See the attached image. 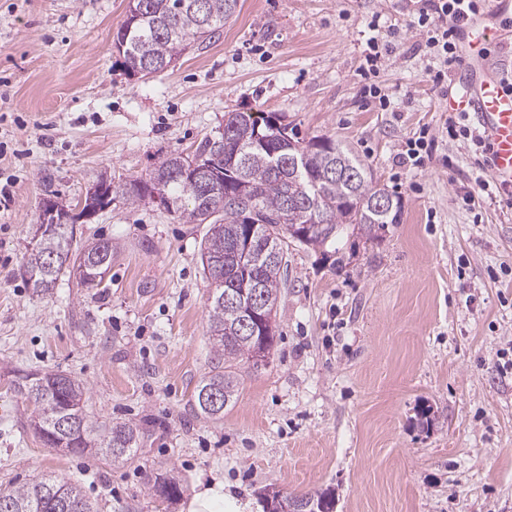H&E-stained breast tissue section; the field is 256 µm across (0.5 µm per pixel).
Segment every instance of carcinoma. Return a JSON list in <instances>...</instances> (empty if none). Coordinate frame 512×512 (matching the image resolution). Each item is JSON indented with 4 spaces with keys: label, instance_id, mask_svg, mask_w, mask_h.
Listing matches in <instances>:
<instances>
[{
    "label": "carcinoma",
    "instance_id": "cac0c4a2",
    "mask_svg": "<svg viewBox=\"0 0 512 512\" xmlns=\"http://www.w3.org/2000/svg\"><path fill=\"white\" fill-rule=\"evenodd\" d=\"M239 0H138L139 16H126L113 36L122 67L131 75H145L143 61L160 74L181 57L192 43L205 40L236 12ZM183 153H170L146 178L130 177L112 182V198H121L135 206L145 200L154 176L165 177L163 192L171 200L172 213L185 224H207L201 242L200 257L222 259V278L215 281L207 298L209 341L212 366L209 375L197 386L196 393L209 388L222 393L223 408L214 411L195 403L200 414L217 420L224 408L236 402L244 376L261 365L255 356L256 340L243 329L241 312L225 304L224 294L250 296L254 290L276 307L280 294L281 271L293 243L309 245L306 225L326 220L325 235L319 240L323 259L332 261L336 270L347 265L345 238L355 228L369 240H378L381 232L400 220L397 198L375 181L371 171L348 149L327 136L308 140L297 137L295 128L283 117L269 113H224V132L218 140L207 139L194 156L215 161L224 168V186L219 194L220 207H203L202 183L185 177L180 170ZM392 198L384 210L374 206L375 199ZM251 243L253 263L236 262L230 247ZM59 227L42 237L23 264L25 280L39 295L53 293L58 281L69 270L47 266L50 255L64 251L73 261H87L90 252ZM103 251L105 264L87 267L80 287L93 288L112 267L114 247L110 240L93 246ZM17 392L33 406L28 416L35 435L49 448L67 440L72 454L95 453L114 464H124L137 455V426L119 421L93 422L86 411L87 388L58 371L32 373L17 381ZM159 474L147 484V492L156 497L178 499V482L163 483ZM300 502L307 512H333L334 499L329 492L305 495L285 494ZM0 512H95L81 490L57 476L42 477L0 491Z\"/></svg>",
    "mask_w": 512,
    "mask_h": 512
}]
</instances>
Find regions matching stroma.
I'll list each match as a JSON object with an SVG mask.
<instances>
[{"label": "stroma", "instance_id": "obj_1", "mask_svg": "<svg viewBox=\"0 0 512 512\" xmlns=\"http://www.w3.org/2000/svg\"><path fill=\"white\" fill-rule=\"evenodd\" d=\"M413 9L240 0L219 35L140 78L113 48L126 0H0V188L11 195L0 203V489L55 475L80 481L97 512H183L148 494L161 469L187 497L199 477L220 478L232 512H264L270 484L331 491L335 512H512V373L501 356L512 341V208L479 191L481 148L448 136L434 63L408 29ZM395 29L377 79L384 108L360 70L372 35ZM230 110L282 113L301 136L332 137L399 197L401 220L377 241L352 237L340 272L290 247L277 343L211 420L194 410L211 366L207 225L117 199L82 227V240L115 248L100 286L65 277L43 298L21 267L47 193L73 206L100 174L148 176L170 152L218 138ZM425 126L438 139L432 158L399 166ZM47 370L87 386L92 419L139 426L134 460L43 445L14 383Z\"/></svg>", "mask_w": 512, "mask_h": 512}]
</instances>
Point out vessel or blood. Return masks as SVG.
<instances>
[{
  "instance_id": "1",
  "label": "vessel or blood",
  "mask_w": 512,
  "mask_h": 512,
  "mask_svg": "<svg viewBox=\"0 0 512 512\" xmlns=\"http://www.w3.org/2000/svg\"><path fill=\"white\" fill-rule=\"evenodd\" d=\"M486 15L475 14L462 30L464 54L457 94L449 98L448 109L473 113L478 130L489 146L486 170L492 180L512 187V90L491 71L486 56L494 33L485 23Z\"/></svg>"
}]
</instances>
